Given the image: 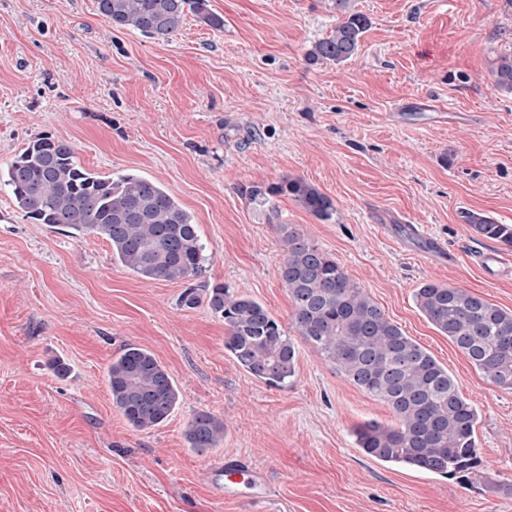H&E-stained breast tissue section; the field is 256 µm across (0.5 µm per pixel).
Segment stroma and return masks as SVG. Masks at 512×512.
Here are the masks:
<instances>
[{"label":"stroma","instance_id":"35a3bbf8","mask_svg":"<svg viewBox=\"0 0 512 512\" xmlns=\"http://www.w3.org/2000/svg\"><path fill=\"white\" fill-rule=\"evenodd\" d=\"M209 7L223 28L190 16L166 42L112 28L94 0H0V168L50 136L89 170L159 182L197 224L195 285L260 301L292 336L278 268L281 227H297L448 369L478 411L482 473L462 486L368 458L353 431L392 423L390 410L307 344L287 387L253 378L225 351L222 318L179 306L184 283L143 280L100 237L32 223L1 188L0 512H512V392L414 298L453 285L512 311V271L488 276L476 258L512 249L461 221L512 224V94L494 81L512 0H350L370 27L340 64L306 58L336 25L331 0ZM285 176L331 196L335 221L250 196ZM127 344L180 390L150 430L112 405L106 369ZM200 411L226 426L204 453L185 437ZM227 455L266 471V501L219 498L211 465Z\"/></svg>","mask_w":512,"mask_h":512}]
</instances>
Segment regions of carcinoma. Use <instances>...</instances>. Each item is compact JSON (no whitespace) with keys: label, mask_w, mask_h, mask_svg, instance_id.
Returning <instances> with one entry per match:
<instances>
[{"label":"carcinoma","mask_w":512,"mask_h":512,"mask_svg":"<svg viewBox=\"0 0 512 512\" xmlns=\"http://www.w3.org/2000/svg\"><path fill=\"white\" fill-rule=\"evenodd\" d=\"M341 14L331 35L307 53L311 61L336 63L359 49L368 19L332 0ZM96 12L112 27L168 41L187 15L214 28L224 19L208 0H95ZM496 84L512 93V55L499 58ZM0 186L17 208L37 224L74 235L93 234L110 243L112 255L143 280L185 282L206 260L197 224L158 182L137 173L102 176L83 167L74 146L63 139L30 142L3 170ZM254 198L285 196L327 223L336 218L334 201L297 177L266 188ZM473 233L512 247V226L481 212L463 215ZM284 255L279 277L293 306V324L302 341L337 374L384 403L394 416L385 425L367 420L354 429L356 444L369 457L427 471L464 485L480 473L475 429L478 412L455 379L425 348L406 336L357 281L307 235L282 226ZM416 305L493 386L512 391V312L468 289L427 283ZM206 305L224 319V349L249 375L285 387L295 375L296 340L260 302L237 295L224 284L185 288L179 305ZM112 405L137 431L164 423L179 402L167 369L146 349L128 344L107 369ZM186 440L199 453L224 441V421L206 411L188 423Z\"/></svg>","instance_id":"carcinoma-1"}]
</instances>
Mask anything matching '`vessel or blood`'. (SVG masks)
Returning <instances> with one entry per match:
<instances>
[{
    "label": "vessel or blood",
    "instance_id": "vessel-or-blood-1",
    "mask_svg": "<svg viewBox=\"0 0 512 512\" xmlns=\"http://www.w3.org/2000/svg\"><path fill=\"white\" fill-rule=\"evenodd\" d=\"M214 487L228 500L261 501L268 496L263 470L253 463L234 456H224L211 467Z\"/></svg>",
    "mask_w": 512,
    "mask_h": 512
}]
</instances>
